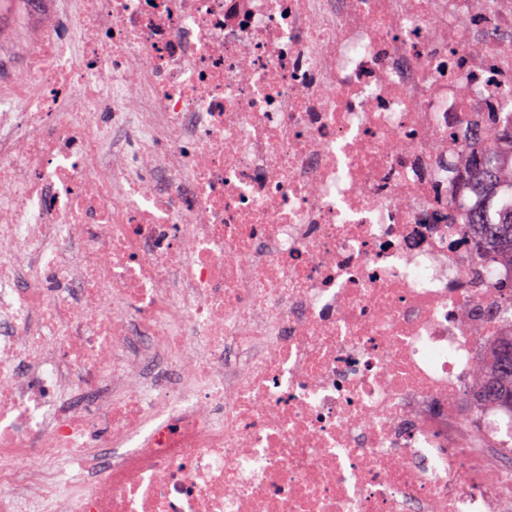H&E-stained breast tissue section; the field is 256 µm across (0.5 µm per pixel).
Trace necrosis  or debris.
<instances>
[{
  "instance_id": "obj_1",
  "label": "necrosis or debris",
  "mask_w": 512,
  "mask_h": 512,
  "mask_svg": "<svg viewBox=\"0 0 512 512\" xmlns=\"http://www.w3.org/2000/svg\"><path fill=\"white\" fill-rule=\"evenodd\" d=\"M0 29V512H512L469 160L512 0H23Z\"/></svg>"
}]
</instances>
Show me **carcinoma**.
Here are the masks:
<instances>
[{
  "mask_svg": "<svg viewBox=\"0 0 512 512\" xmlns=\"http://www.w3.org/2000/svg\"><path fill=\"white\" fill-rule=\"evenodd\" d=\"M493 143L500 149L471 163L469 186L472 192L491 199L505 194L494 215L476 211L468 231L473 234L472 247L480 256L486 246L494 247L500 260L512 265V121L493 130ZM480 397L512 411V335L502 337L494 350V364L481 384Z\"/></svg>",
  "mask_w": 512,
  "mask_h": 512,
  "instance_id": "carcinoma-1",
  "label": "carcinoma"
}]
</instances>
